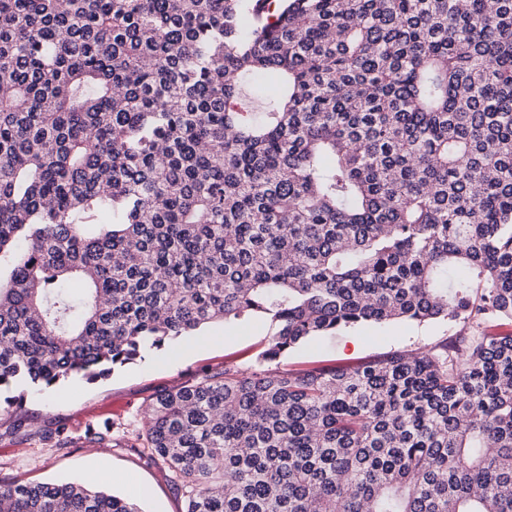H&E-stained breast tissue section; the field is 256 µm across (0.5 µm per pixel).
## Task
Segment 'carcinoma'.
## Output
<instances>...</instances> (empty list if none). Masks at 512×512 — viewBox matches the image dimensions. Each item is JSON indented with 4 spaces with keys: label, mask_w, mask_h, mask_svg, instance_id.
<instances>
[{
    "label": "carcinoma",
    "mask_w": 512,
    "mask_h": 512,
    "mask_svg": "<svg viewBox=\"0 0 512 512\" xmlns=\"http://www.w3.org/2000/svg\"><path fill=\"white\" fill-rule=\"evenodd\" d=\"M246 317L258 368L137 436L186 512H512V0H0V414ZM430 319L465 333L264 368ZM458 322H394L364 325L329 336H313L292 350L288 368L309 367L321 361L356 363L399 350L430 349L458 336Z\"/></svg>",
    "instance_id": "cac0c4a2"
}]
</instances>
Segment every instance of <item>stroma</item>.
<instances>
[{"label": "stroma", "mask_w": 512, "mask_h": 512, "mask_svg": "<svg viewBox=\"0 0 512 512\" xmlns=\"http://www.w3.org/2000/svg\"><path fill=\"white\" fill-rule=\"evenodd\" d=\"M461 329L460 323L446 320L364 325L311 337L292 350L286 362L292 368L326 360L356 363L399 350L430 349L458 336ZM269 333L268 325L255 319L218 323L203 335L179 341L172 350L146 352L144 359L107 379L90 383L78 377L56 396L29 392L22 422L0 416V479L46 483L88 481L96 471L121 474L126 483H111V490L138 495L145 512H184L181 492L152 460L130 446L145 430V408L159 391L223 369L225 361L250 369ZM102 419L112 422V434L104 456L92 458L80 435L86 423ZM62 429L75 436L72 446L58 448L45 441V434Z\"/></svg>", "instance_id": "stroma-1"}]
</instances>
